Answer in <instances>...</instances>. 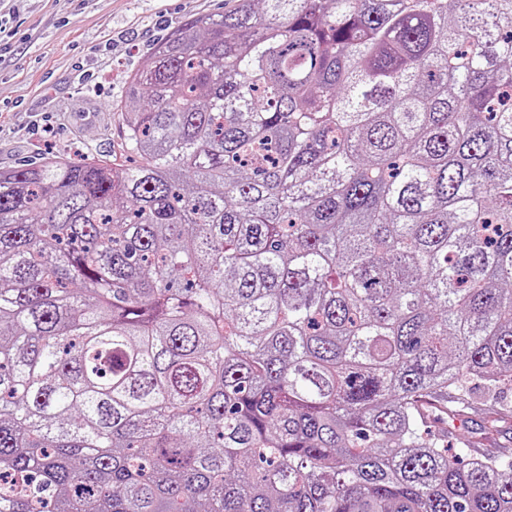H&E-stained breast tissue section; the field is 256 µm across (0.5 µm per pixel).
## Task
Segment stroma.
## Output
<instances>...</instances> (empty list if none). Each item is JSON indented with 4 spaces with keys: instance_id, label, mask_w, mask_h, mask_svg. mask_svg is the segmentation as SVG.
Masks as SVG:
<instances>
[{
    "instance_id": "1",
    "label": "stroma",
    "mask_w": 512,
    "mask_h": 512,
    "mask_svg": "<svg viewBox=\"0 0 512 512\" xmlns=\"http://www.w3.org/2000/svg\"><path fill=\"white\" fill-rule=\"evenodd\" d=\"M226 0H0V169L42 154L109 157L116 105L154 43Z\"/></svg>"
}]
</instances>
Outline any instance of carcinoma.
<instances>
[{
    "instance_id": "cac0c4a2",
    "label": "carcinoma",
    "mask_w": 512,
    "mask_h": 512,
    "mask_svg": "<svg viewBox=\"0 0 512 512\" xmlns=\"http://www.w3.org/2000/svg\"><path fill=\"white\" fill-rule=\"evenodd\" d=\"M117 111L0 170V512H512L442 428L512 387V0H235Z\"/></svg>"
}]
</instances>
